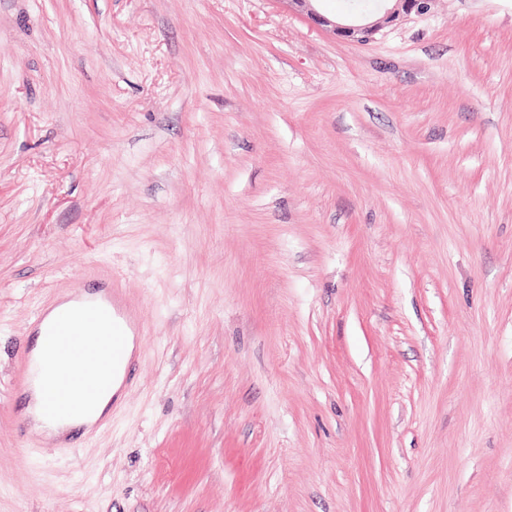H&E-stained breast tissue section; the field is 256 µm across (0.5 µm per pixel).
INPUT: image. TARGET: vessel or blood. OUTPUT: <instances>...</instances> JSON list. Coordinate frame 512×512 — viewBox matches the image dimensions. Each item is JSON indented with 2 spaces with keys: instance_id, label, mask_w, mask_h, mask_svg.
Wrapping results in <instances>:
<instances>
[{
  "instance_id": "obj_1",
  "label": "vessel or blood",
  "mask_w": 512,
  "mask_h": 512,
  "mask_svg": "<svg viewBox=\"0 0 512 512\" xmlns=\"http://www.w3.org/2000/svg\"><path fill=\"white\" fill-rule=\"evenodd\" d=\"M126 328L119 314L109 308L79 310L59 318L49 329L45 349L54 367L35 375L29 357H22L24 380L40 379L46 393L44 411L54 417L82 407L75 383L91 376L94 388L105 384L104 371L122 364Z\"/></svg>"
}]
</instances>
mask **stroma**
I'll list each match as a JSON object with an SVG mask.
<instances>
[{
	"label": "stroma",
	"mask_w": 512,
	"mask_h": 512,
	"mask_svg": "<svg viewBox=\"0 0 512 512\" xmlns=\"http://www.w3.org/2000/svg\"><path fill=\"white\" fill-rule=\"evenodd\" d=\"M98 288L122 396L34 433ZM0 512H512V0H0ZM288 4V7L306 12V15L312 22L321 27L332 31L334 35L343 37L349 41L363 43L369 41L381 29L396 24L405 17L414 15H424L431 11L436 0H383L394 2V4L385 8L373 20H364L361 22L351 21L348 23L332 20L311 7V2L316 0H281ZM104 296V293L91 294L85 293L82 290H75L63 297L48 310L44 317V323L47 324L52 322L62 313L77 310L94 303L107 302V300L104 299ZM126 373L111 376L110 388L106 393L97 394L92 401V410L81 416L66 417L60 420L48 421L40 415V403L42 393L36 386L29 387L28 414L33 422V429L38 432H49L56 436H63L67 430L74 426H86L88 428L101 420L112 407V402L117 399Z\"/></svg>",
	"instance_id": "35a3bbf8"
}]
</instances>
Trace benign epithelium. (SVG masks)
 <instances>
[{
  "label": "benign epithelium",
  "mask_w": 512,
  "mask_h": 512,
  "mask_svg": "<svg viewBox=\"0 0 512 512\" xmlns=\"http://www.w3.org/2000/svg\"><path fill=\"white\" fill-rule=\"evenodd\" d=\"M288 7L304 12L312 22L332 31L333 34L349 41L363 43L369 41L381 29L391 26L412 14L424 15L431 11L436 0H392L393 5L376 15L373 20L348 23L332 20L311 7L313 0H282Z\"/></svg>",
  "instance_id": "obj_1"
}]
</instances>
